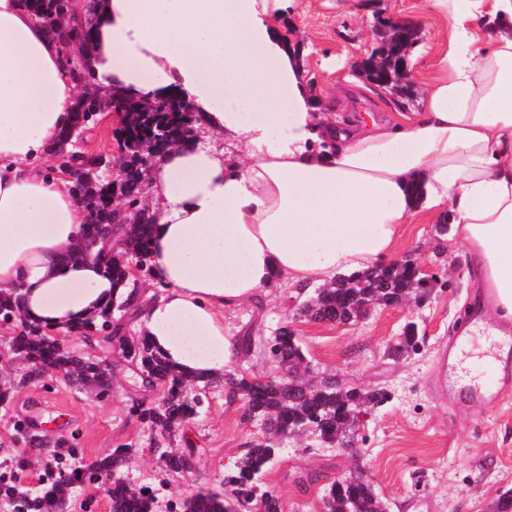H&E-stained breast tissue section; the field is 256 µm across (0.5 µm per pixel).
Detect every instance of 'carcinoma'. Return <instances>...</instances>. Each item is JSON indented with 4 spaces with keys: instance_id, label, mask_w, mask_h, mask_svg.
Instances as JSON below:
<instances>
[{
    "instance_id": "obj_1",
    "label": "carcinoma",
    "mask_w": 512,
    "mask_h": 512,
    "mask_svg": "<svg viewBox=\"0 0 512 512\" xmlns=\"http://www.w3.org/2000/svg\"><path fill=\"white\" fill-rule=\"evenodd\" d=\"M22 7L37 19L45 21L64 49L81 45L87 54L92 47V26L89 23L64 25L71 0H20ZM72 78L82 85L83 92L72 108L69 126L61 134L66 142L70 133L88 130L90 116L98 104L99 95L93 90V74L89 66L77 57L66 59ZM126 113L116 131L122 156L118 172L106 173L104 156L78 155L80 165L95 171V179L75 185L88 209L87 239L84 246L96 240L100 224L115 225L113 248L98 255L105 272L112 277L115 288L124 292L112 303L93 315L85 324L74 328L86 345L96 354L81 356L53 342L50 331L29 322L23 314L22 296L17 291H0V310L16 315L9 349L13 357L26 367L18 384H0V405L12 402L15 389L29 383L44 382L43 369L60 374L72 386L89 389L97 395L110 391L112 377L100 368L108 359L113 342L126 344L125 360L136 369L142 384L162 390L160 403L137 410L138 419L160 432L173 434L182 430L196 414L201 403L199 392L190 390L201 382L204 387L223 384L246 402L245 416L259 422L261 441L246 450L224 473V492L200 489L185 501V512H238L241 495L248 496V505L255 512H281L277 494L271 490H255V485L273 462L278 446L286 439L314 437L322 444L335 448L346 434L354 431L364 405L378 406L388 399L384 391L363 392L342 384L336 377H323L311 382L303 373L311 370L303 346L294 330L281 326L271 341L265 344L277 365V372L259 378L236 377L226 374L220 379L191 377L172 368L147 342L146 336L129 341L121 335L125 323L114 317L116 305L125 308L127 316L137 314L138 305L129 288L130 268L147 269L151 225L155 215L146 201L149 160L159 161L174 145L183 142L193 131L196 116L176 105L169 97L156 106L151 102L124 99L112 95ZM412 269L407 263L393 262L348 276H341L330 285L314 290L302 303L303 316L312 322L355 320L359 309L368 305H389L394 301L414 298ZM415 330L408 327L387 351V356L399 359L414 347ZM56 451L43 459L50 480L41 495L24 502L28 509L56 512L68 498L70 489L80 477L77 469L68 470L66 460L75 457L79 449L64 442L55 444ZM130 448L120 446L93 464V471L108 482L106 492L111 512H155V499L143 487H134L121 478ZM159 458L171 472L184 469L186 457L194 449L158 450ZM321 512H387V504L374 486L360 479L350 486L331 484L322 493Z\"/></svg>"
}]
</instances>
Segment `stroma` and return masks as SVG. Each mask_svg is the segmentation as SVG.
Instances as JSON below:
<instances>
[{"label":"stroma","instance_id":"obj_1","mask_svg":"<svg viewBox=\"0 0 512 512\" xmlns=\"http://www.w3.org/2000/svg\"><path fill=\"white\" fill-rule=\"evenodd\" d=\"M380 16L420 30L409 53L415 87L436 77L451 30L427 9L426 0H293L283 19L307 77L314 80V94L338 114L380 120L419 107L418 101H401L377 89L358 93L348 81L351 64L376 46L374 25ZM392 257L412 258L432 274V292L423 304L378 306L360 323H313L296 318L295 305L307 291L286 286L225 315L236 336L253 341L231 373L273 374L262 342L288 323L316 372L390 395L384 405L367 411L354 440L356 453L292 439L282 445L262 478L263 486L278 495L282 512H320L324 488L355 471L388 500L390 512H490L497 496L512 489V343L495 367L498 386L489 395L471 402L453 386L460 368L483 373L481 353L491 328L500 324L484 312L465 343L450 341L460 315L482 300L478 263L455 227H441L426 213L403 226ZM410 322L417 326L418 352L389 359V344ZM207 394L198 416L173 440L174 447L194 448L191 467L173 473L154 452L149 425L130 414L136 399L154 402L160 393L143 387L126 362H116L105 400L61 378L46 386L27 385L10 407L0 406V467L24 458L15 483L19 491L38 494L40 459L15 439V421L27 418L45 430L49 441L63 438L82 448L70 462L81 471L118 445H129L133 455L123 472L126 481L151 487L158 512H181L183 500L198 488L223 491L225 469L261 435L257 424L242 418L243 398L229 399L220 386Z\"/></svg>","mask_w":512,"mask_h":512}]
</instances>
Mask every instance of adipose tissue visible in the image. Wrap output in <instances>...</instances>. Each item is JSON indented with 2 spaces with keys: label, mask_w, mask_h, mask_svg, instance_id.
Instances as JSON below:
<instances>
[{
  "label": "adipose tissue",
  "mask_w": 512,
  "mask_h": 512,
  "mask_svg": "<svg viewBox=\"0 0 512 512\" xmlns=\"http://www.w3.org/2000/svg\"><path fill=\"white\" fill-rule=\"evenodd\" d=\"M451 27L418 112L345 124L317 105L279 19L287 0H105L88 64L99 92L177 96L201 132L150 174L152 275L142 327L209 377L240 354L225 311L325 285L390 255L420 209L457 225L512 321V0H426ZM76 85L47 27L0 0V290L49 330L113 297L78 248L88 213L45 169ZM223 138L226 147L208 146Z\"/></svg>",
  "instance_id": "ef3b65f1"
}]
</instances>
